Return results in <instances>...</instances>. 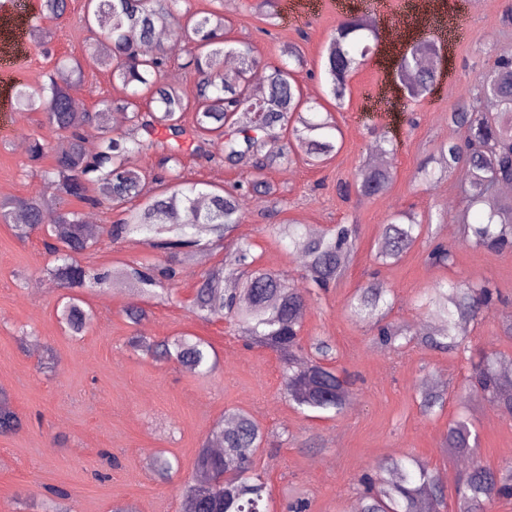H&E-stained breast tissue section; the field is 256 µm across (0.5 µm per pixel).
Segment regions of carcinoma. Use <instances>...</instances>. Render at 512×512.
Returning <instances> with one entry per match:
<instances>
[{"mask_svg": "<svg viewBox=\"0 0 512 512\" xmlns=\"http://www.w3.org/2000/svg\"><path fill=\"white\" fill-rule=\"evenodd\" d=\"M183 0H86L85 22L105 28L96 63L111 70L112 79L131 89L130 98L106 104L94 112H75L73 92L78 83L60 85L55 81L32 86L19 84L14 102L20 110L41 112L46 124L64 133L63 143L51 165L41 168L46 144L32 137L28 160L41 169V177L54 192L0 199V222L9 223L21 212L25 222L13 225L14 235L26 240L42 233L54 264L45 275L68 290L67 301L57 312L69 335L81 338L87 332L93 311L84 308L82 292L102 291L111 281L121 279L139 295L169 299L180 274L179 265L190 249L201 241H221L241 222L237 190L222 187L206 190L182 176L183 145L195 143L193 153L210 157L216 149L229 168L249 166L261 173L291 160L283 151L266 150L267 138L282 130L294 139L299 151L311 162L321 164L336 153L334 115L320 113L317 106L302 100L296 69L304 66L297 46L288 45L283 54L296 68L274 66L263 83L255 85L251 72L258 63L254 47L247 42L229 45L225 37L224 12L203 15L182 9ZM67 10V0H42L39 19L57 20ZM161 28L176 29L184 44L179 49L147 53ZM377 41V23L368 16H350L340 21L329 35L323 57L328 95L336 107L344 104L351 72L365 62ZM184 54L178 68L195 76L192 89L165 82L161 74ZM440 47L434 41L414 46L402 57L398 74L407 80L412 99L428 95L438 80L436 69L427 75L417 72L418 57H436ZM148 93L149 105L137 104L140 90ZM493 100L496 110L487 112L484 103ZM127 114L128 127L115 132L109 123L112 109ZM194 111L193 126L186 127L187 110ZM94 122L101 136L96 152H86L83 128ZM448 125L463 133L436 145L417 165L416 174L424 185L461 173L460 190L466 210L476 213L474 221L462 225L464 241L475 247L498 252L512 251V196L499 187L512 184V55L495 56L492 67L477 74L460 99L448 110ZM162 127L168 134L155 138ZM371 147L382 154L391 152L392 140L377 127L370 129ZM141 153L156 159L160 174L154 178L160 190L146 191L147 174L127 165V159ZM395 179L390 167H368L356 177V191L374 197L389 191ZM91 206L125 210V218L109 225L106 233L114 241L133 235H154V249L168 256L167 263L146 260L112 270H98L84 263L95 249L82 213L69 206L70 199ZM131 208L126 205L136 200ZM54 213L44 223L47 211ZM408 211H397L381 225L376 257L395 263L429 230ZM275 233L288 239L296 252L306 258L303 278L313 292L336 285L357 247V225L338 224L314 236L301 232L292 222L279 224ZM427 261L439 267L454 263V250L442 243L432 247ZM252 243L245 237L234 242L224 261L200 274L190 312L204 321L224 319L237 326L245 346L273 352L282 364L280 394L300 411L338 416L349 396L352 381L333 367L336 350L324 338L304 341L302 336V289L291 286L276 272L254 268ZM498 291L487 280L439 282L421 296L420 310L437 322L431 332L411 333L387 320L394 298L390 289L373 281L359 289L347 303L350 315L376 329V342L392 352L414 343L430 350L469 353L470 364L461 398L488 397L503 413L512 417V380L499 370L497 354L469 344V326L490 313ZM129 347L159 362H173L183 370L206 379L216 370L218 359L211 343L191 334L154 340L131 336ZM447 403L444 390L423 389L418 393L420 412L433 416ZM21 428L8 393L0 389V435ZM268 432L243 410H228L214 423L208 440L196 450L191 473L180 486L188 512H270L271 491L259 469L256 453ZM477 434L468 418L461 416L448 424L445 448L450 455L471 461L455 487L456 512H490L496 501L512 496V455L501 465H487L474 448ZM152 469L167 477L179 469L178 460L158 455ZM363 486L359 512H440L447 506V485L440 471L410 455L387 458L360 475Z\"/></svg>", "mask_w": 512, "mask_h": 512, "instance_id": "obj_1", "label": "carcinoma"}]
</instances>
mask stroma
<instances>
[{"label":"stroma","instance_id":"obj_1","mask_svg":"<svg viewBox=\"0 0 512 512\" xmlns=\"http://www.w3.org/2000/svg\"><path fill=\"white\" fill-rule=\"evenodd\" d=\"M298 2L279 0L274 20L256 11L255 0H223L219 5L190 0V7L195 12L222 7L227 36L256 45L260 71L280 64L285 46H300L308 66L296 75L303 97L336 118L338 151L323 165L307 164L291 140L280 137L278 148L293 160L266 170L271 195L242 196L246 212L238 232L253 241L261 267L290 276L302 288V258L289 241L271 236L268 225L294 219L301 232L313 235L358 220V249L345 277L328 293L309 298L302 329L304 337L329 338L336 347V369L357 376L351 407L333 419L301 414L280 395L281 364L275 354L244 348L224 320L206 322L191 315L188 306L198 277L221 262L227 242L204 246L184 264L168 302L140 300L125 285L85 293L94 320L85 336L74 340L57 317L63 289L44 281L51 257L41 237L19 240L10 225L0 223V389L10 394L23 421L17 433L0 435V512H45L53 487L70 493L73 512H112L118 502L133 504L137 512H183L175 483L162 481L149 462L162 453L178 458L182 473H189L197 448L229 408L249 412L271 435L257 453L272 491L271 512H284V493L292 487L308 495L309 512H350L358 502L356 478L381 459L408 453L429 462L448 486H455L464 462L445 454L443 443L449 421L461 411L464 362L419 347L384 352L368 327L351 320L346 303L369 279H378L395 297L391 320L419 331L428 322L416 306L424 289L446 280L490 281L503 301L471 325L470 337L475 345L495 351L502 363L512 364V338L504 335L501 324L512 316V252L474 248L449 233L447 224L436 223L433 236L421 238L397 263L375 260L380 226L393 211L425 217L463 210L458 178L425 187L415 170L437 143L455 137L446 120L454 94L463 93L476 73L488 69L495 49H512V33L501 23L512 0H481L475 8L468 0H431V22L425 26L417 20L421 0H306L308 8L302 12ZM353 13L377 16L381 24L373 53L351 73L339 109L315 71L329 33ZM83 16L84 0H69L66 13L50 24L51 56L26 39L18 45L21 57L0 60V198L45 191L39 170L28 162L26 144L34 135L52 146L60 139L45 126L42 113L15 109L18 84L59 77L56 59L71 57L82 64L75 97L85 109L129 95L109 70L92 60L91 48L101 31L87 29ZM424 39L444 46L439 80L431 94L413 100L400 89L397 62L409 44ZM373 126L386 130L396 145L389 157L396 171L393 186L371 198L341 196V186L354 183L365 163ZM183 164L186 179L227 189L255 176L252 169H230L219 160L189 153ZM435 239L453 248L456 258L450 267L425 262ZM154 255L145 236L119 242L104 236L91 263L110 268ZM136 301L149 311L139 326L124 315L125 307ZM24 330L32 337L23 350L16 338ZM144 331L159 339L183 332L206 338L218 356L214 375L202 380L133 353L127 339ZM48 346L58 363L45 372L39 359ZM429 381L448 389L442 413L432 418L422 416L417 401L419 389ZM469 413L479 434L480 456L497 466L512 451V417L492 410L487 399L472 404ZM102 472L109 473V480H99Z\"/></svg>","mask_w":512,"mask_h":512}]
</instances>
